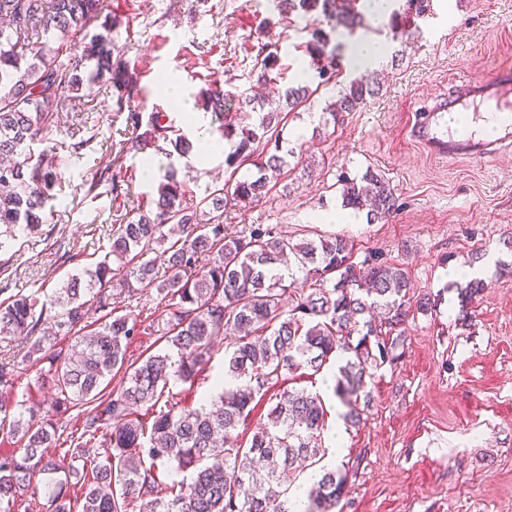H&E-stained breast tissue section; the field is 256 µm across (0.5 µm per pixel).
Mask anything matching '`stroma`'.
I'll return each mask as SVG.
<instances>
[{
  "label": "stroma",
  "instance_id": "obj_1",
  "mask_svg": "<svg viewBox=\"0 0 512 512\" xmlns=\"http://www.w3.org/2000/svg\"><path fill=\"white\" fill-rule=\"evenodd\" d=\"M119 21L114 60L126 63L135 85L129 109L167 112L192 142L185 156L157 154L145 175L142 157L115 159L111 150L125 116L116 114L112 85L92 87L94 137L80 156L70 153L77 113H62L50 143L65 167L61 186L36 233L21 232L0 248V289L53 294L83 277L103 258L113 225L136 200L155 195L168 168H176L195 197L228 182L224 159L203 153L217 125L201 93L221 88L225 107L256 83L262 44L278 45L288 87L308 61L304 20L282 19L273 0H106ZM379 42L383 64L363 77L374 94L336 125L321 114L338 89L320 87L290 115L283 136L293 150L287 172L262 201L225 213L228 224H275L294 241L314 234L350 238L358 253L376 252L404 264L415 294L440 295L435 312L406 322L402 358L379 369L369 388L373 407L346 429L341 452L325 465L361 457L341 512H512V149L501 157L436 158L405 135L409 114L465 81L512 67V0H430V9L394 38L388 18H369L356 35ZM181 85L183 106L166 96ZM383 174L399 198L397 214L371 224L365 212L339 223L340 171ZM126 173L122 195L99 182L102 170ZM488 267L485 290L469 306L448 279L449 269Z\"/></svg>",
  "mask_w": 512,
  "mask_h": 512
}]
</instances>
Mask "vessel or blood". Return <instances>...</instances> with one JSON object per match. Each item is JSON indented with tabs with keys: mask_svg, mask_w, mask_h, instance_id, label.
I'll use <instances>...</instances> for the list:
<instances>
[{
	"mask_svg": "<svg viewBox=\"0 0 512 512\" xmlns=\"http://www.w3.org/2000/svg\"><path fill=\"white\" fill-rule=\"evenodd\" d=\"M493 108L512 112V70L492 72L481 83H462L448 96L410 113L407 135L429 154L486 158L512 145V122L503 123L497 138L486 140L449 130L448 118L469 109Z\"/></svg>",
	"mask_w": 512,
	"mask_h": 512,
	"instance_id": "obj_1",
	"label": "vessel or blood"
}]
</instances>
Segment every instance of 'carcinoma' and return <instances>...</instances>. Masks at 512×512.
I'll use <instances>...</instances> for the list:
<instances>
[{
    "label": "carcinoma",
    "mask_w": 512,
    "mask_h": 512,
    "mask_svg": "<svg viewBox=\"0 0 512 512\" xmlns=\"http://www.w3.org/2000/svg\"><path fill=\"white\" fill-rule=\"evenodd\" d=\"M429 0H406L391 13L394 36L408 35L406 23L423 17ZM104 0H0V226L40 230L47 203L61 182L55 152L34 153L32 142L48 141L59 113L86 106L84 90L106 81L121 89L129 78L114 65V22L103 15ZM280 12L313 19L305 51L318 85L342 72L344 46L321 26L356 33L362 12L350 0H281ZM89 39L81 59L61 60L71 39ZM258 84L282 79L278 45L267 42L257 61ZM374 93L361 79L342 87L338 105L324 122L352 112ZM310 96L309 86H288L278 99L255 106L238 94V111L224 116V91L210 90L209 106L220 137L232 143L224 165L256 172L235 181L233 190L215 187L189 202L186 182L166 175L149 201L137 202L125 222L112 225L103 260L41 300L15 294L0 301V335L31 340L23 363L0 359V431L20 448L0 453V512H18L44 495L50 512H129L145 502L146 512H333L344 497L358 457L334 468L319 466L327 409L323 397L305 388H277L289 376H315L330 359L343 361L333 373V394L346 407L348 426L360 424L369 409L368 379L394 364L404 346V324L426 314L438 300L411 295L405 268L368 252L355 260L348 239L323 235L296 242L273 224L240 230L224 223L226 207L257 202L284 174L283 128L290 111ZM166 114L128 115L116 158L147 153L170 142L187 155L192 142L169 137ZM337 183L343 206L366 211L368 223L386 222L398 208L383 175L368 169L346 172ZM154 289L169 318L159 336L163 352L127 357L134 337L155 332L142 313L122 310L115 300ZM100 315V322L91 314ZM224 337L222 389L210 404H190L171 382L194 384L210 361L214 339ZM73 338L71 347L58 339ZM43 371L51 400L12 399L21 374ZM121 373L125 386L108 389ZM267 399L266 420L251 425L256 399ZM78 411L82 427L56 457L58 422ZM42 419L35 429L30 421ZM251 437L242 439L244 432ZM92 459L91 475L71 493L70 474ZM319 466L306 491L304 508L290 493L297 469ZM39 474L53 475L43 486ZM182 479H174L175 475Z\"/></svg>",
    "instance_id": "obj_1"
}]
</instances>
